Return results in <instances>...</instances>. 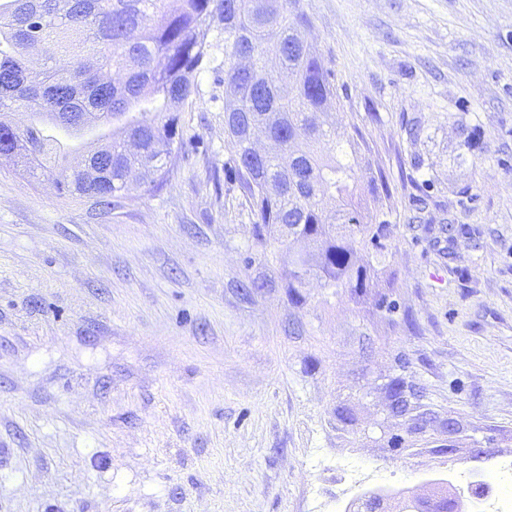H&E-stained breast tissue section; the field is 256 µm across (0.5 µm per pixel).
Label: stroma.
Returning <instances> with one entry per match:
<instances>
[{
    "instance_id": "stroma-1",
    "label": "stroma",
    "mask_w": 512,
    "mask_h": 512,
    "mask_svg": "<svg viewBox=\"0 0 512 512\" xmlns=\"http://www.w3.org/2000/svg\"><path fill=\"white\" fill-rule=\"evenodd\" d=\"M300 8L392 192L373 287L289 297L211 28L159 188L104 210L0 161V512H347L512 464V0Z\"/></svg>"
}]
</instances>
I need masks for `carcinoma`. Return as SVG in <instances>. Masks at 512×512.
Segmentation results:
<instances>
[{"label": "carcinoma", "mask_w": 512, "mask_h": 512, "mask_svg": "<svg viewBox=\"0 0 512 512\" xmlns=\"http://www.w3.org/2000/svg\"><path fill=\"white\" fill-rule=\"evenodd\" d=\"M309 23L298 0H0V117L28 112L17 129L0 120V160L35 177L55 176L64 195H86L108 208L136 182H164L182 144L178 112L195 93L212 25L224 29V151L248 205L257 240L288 248L289 295L311 276L355 293L372 286L375 268L352 243L384 248L387 220L366 208L381 201L362 157L361 133L340 134L328 121L333 73L299 37ZM60 54L76 57L65 71ZM250 58V67L237 60ZM120 80H112V75ZM107 127L96 136L86 176L70 149L50 134ZM404 383L389 385L392 409L409 411Z\"/></svg>", "instance_id": "1"}]
</instances>
